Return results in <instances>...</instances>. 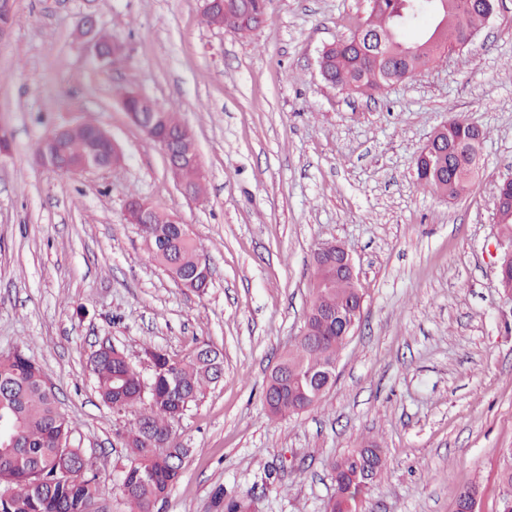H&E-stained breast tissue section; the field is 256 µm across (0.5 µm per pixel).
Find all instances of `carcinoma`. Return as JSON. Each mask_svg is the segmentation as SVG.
Instances as JSON below:
<instances>
[{
    "mask_svg": "<svg viewBox=\"0 0 512 512\" xmlns=\"http://www.w3.org/2000/svg\"><path fill=\"white\" fill-rule=\"evenodd\" d=\"M373 7L365 25L380 32L392 31L396 42L407 44L405 32L426 14L423 0L406 21L398 22L404 0H371ZM485 21V7L477 0H448V34L455 40L480 28ZM433 31L426 32L417 43L427 48L414 61L393 50L380 54L365 42L350 37L325 55L327 82L349 93L364 94L387 85L383 75L390 73L407 80L436 66L448 53L444 43L428 44ZM448 159L456 179L445 182L436 175L416 168L417 186L424 192L454 200L462 196L478 174L483 131H475L471 122L457 115L447 121ZM93 124L73 128L62 142L63 150L81 158L91 146ZM152 244L153 261L172 275L193 267L198 248L184 224L167 223L161 213L157 223L142 231ZM503 248L512 250V211L505 210L500 222ZM330 272L315 266V285L303 326L307 334L297 337L282 356L288 375H269L264 389V404L273 417H288L306 411L300 391L306 388L309 375L328 366L348 339L336 334L333 325L319 319L326 309L345 308L357 295L354 284L346 282L328 288L323 282ZM154 366L149 378H143L125 354L105 349L89 360L95 388L101 401L118 412L134 416L132 426L122 438L129 460L119 478V490L127 512H148L151 503L166 499L182 476L178 462L191 449L177 441L175 425L191 407L197 405L211 385L218 381L224 367L222 352L209 345L200 346L182 360H174L152 347L144 349ZM0 427L17 428L16 446L0 445V512H88L89 504L110 495L94 474L95 458L70 444L68 421L60 412L57 396L47 383L42 367L24 350L17 349L0 358ZM385 465L383 449L375 444L362 445L336 460V495L327 512H358L360 496L374 482ZM80 474L73 480L71 471ZM499 492L509 493L511 504L501 512H512V449L502 454L497 471ZM222 512H255L249 495H227L223 489L214 493Z\"/></svg>",
    "mask_w": 512,
    "mask_h": 512,
    "instance_id": "obj_1",
    "label": "carcinoma"
}]
</instances>
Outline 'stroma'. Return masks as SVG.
<instances>
[{
  "mask_svg": "<svg viewBox=\"0 0 512 512\" xmlns=\"http://www.w3.org/2000/svg\"><path fill=\"white\" fill-rule=\"evenodd\" d=\"M368 0H268L249 35L206 26L203 0H14L0 42V355L25 348L72 429L116 486L130 416L105 406L87 368L109 343L142 375L152 346L190 356L208 343L224 375L177 425L190 448L155 512H216L212 493L256 497V512H325L332 464L365 442L386 462L362 512H455L479 482L477 512H499L497 469L512 448V302L493 272L494 197L512 177V0L463 51L415 78L348 95L319 70ZM94 15L123 52L94 65ZM140 92L192 131L205 191L186 195L118 91ZM460 115L486 133L481 175L456 201L423 192L414 159ZM75 121L108 130L121 159L60 173L40 141ZM134 198L187 224L211 268L205 293L154 263ZM351 253L365 301L334 386L312 409L268 415L269 371L312 296L313 252Z\"/></svg>",
  "mask_w": 512,
  "mask_h": 512,
  "instance_id": "obj_1",
  "label": "stroma"
}]
</instances>
